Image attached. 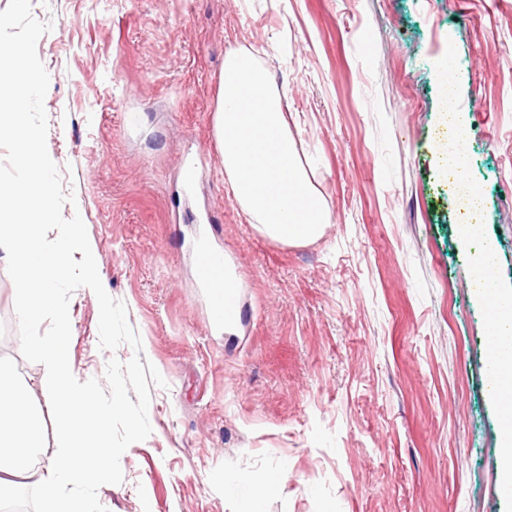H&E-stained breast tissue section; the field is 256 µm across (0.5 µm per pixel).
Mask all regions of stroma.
I'll list each match as a JSON object with an SVG mask.
<instances>
[{
	"mask_svg": "<svg viewBox=\"0 0 512 512\" xmlns=\"http://www.w3.org/2000/svg\"><path fill=\"white\" fill-rule=\"evenodd\" d=\"M50 77L47 149L112 298L142 341L100 350L99 305L70 300L84 379L139 356L151 435L98 490L107 512H237L225 477L278 489L263 512H505L499 423L461 214L435 149V63L455 44L480 217L512 283V0H31ZM246 48L283 97L323 194V236L260 234L228 196L213 129L224 54ZM204 154L186 189L184 161ZM223 250L242 318L214 326L193 268ZM0 262V355L31 386Z\"/></svg>",
	"mask_w": 512,
	"mask_h": 512,
	"instance_id": "35a3bbf8",
	"label": "stroma"
}]
</instances>
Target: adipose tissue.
Segmentation results:
<instances>
[{"instance_id": "adipose-tissue-1", "label": "adipose tissue", "mask_w": 512, "mask_h": 512, "mask_svg": "<svg viewBox=\"0 0 512 512\" xmlns=\"http://www.w3.org/2000/svg\"><path fill=\"white\" fill-rule=\"evenodd\" d=\"M214 127L227 191L248 223L289 244L321 237L328 206L297 154L278 91L248 49L224 56Z\"/></svg>"}]
</instances>
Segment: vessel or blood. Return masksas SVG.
Masks as SVG:
<instances>
[{"label": "vessel or blood", "instance_id": "vessel-or-blood-1", "mask_svg": "<svg viewBox=\"0 0 512 512\" xmlns=\"http://www.w3.org/2000/svg\"><path fill=\"white\" fill-rule=\"evenodd\" d=\"M197 278L209 300L219 301L222 311L213 314V322L232 325L241 311L238 285L233 280H223L224 254L206 246L198 247L196 256Z\"/></svg>", "mask_w": 512, "mask_h": 512}]
</instances>
